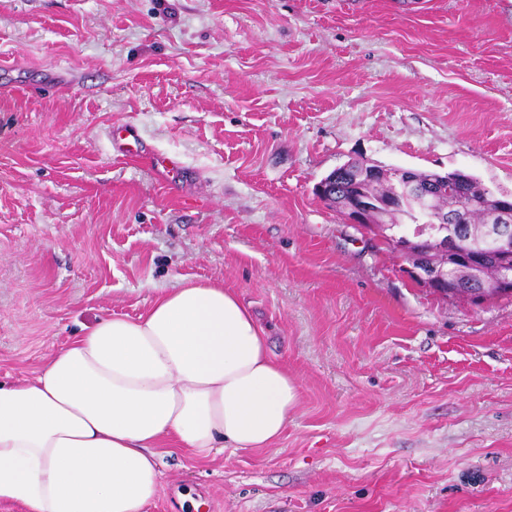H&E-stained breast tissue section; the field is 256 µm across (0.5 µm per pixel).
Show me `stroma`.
<instances>
[{
	"label": "stroma",
	"mask_w": 512,
	"mask_h": 512,
	"mask_svg": "<svg viewBox=\"0 0 512 512\" xmlns=\"http://www.w3.org/2000/svg\"><path fill=\"white\" fill-rule=\"evenodd\" d=\"M358 160L512 197V0H0V380L220 281L298 403L269 448H161L147 512H512V296L316 196ZM111 141L118 145L122 151L129 154H138V135L132 126H123L110 131Z\"/></svg>",
	"instance_id": "35a3bbf8"
}]
</instances>
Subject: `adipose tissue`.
<instances>
[{"mask_svg":"<svg viewBox=\"0 0 512 512\" xmlns=\"http://www.w3.org/2000/svg\"><path fill=\"white\" fill-rule=\"evenodd\" d=\"M298 387L219 281L185 280L107 315L30 377L0 381V503L146 512L166 443L206 456L276 443Z\"/></svg>","mask_w":512,"mask_h":512,"instance_id":"1","label":"adipose tissue"}]
</instances>
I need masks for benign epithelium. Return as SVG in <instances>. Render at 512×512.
<instances>
[{
	"instance_id": "benign-epithelium-1",
	"label": "benign epithelium",
	"mask_w": 512,
	"mask_h": 512,
	"mask_svg": "<svg viewBox=\"0 0 512 512\" xmlns=\"http://www.w3.org/2000/svg\"><path fill=\"white\" fill-rule=\"evenodd\" d=\"M362 174L368 177L393 176L400 185L399 196L386 202V206L413 207L416 227L409 236L415 247L408 252V273L423 286L444 296L457 295L464 282L452 267L433 261L431 254H453L465 266L471 279L482 278L486 268L494 265L500 292L512 293V208L504 206L491 211L486 217L487 241L482 246L470 242L465 234L468 204L463 203L453 212H438L432 207L434 188L416 183L411 171L384 169L370 162L363 163ZM352 177V170L345 164L330 172L317 183L315 191L321 201L328 203L336 195L339 183ZM377 203L368 196L356 197L350 208L349 220L360 228H368V217L376 210Z\"/></svg>"
}]
</instances>
